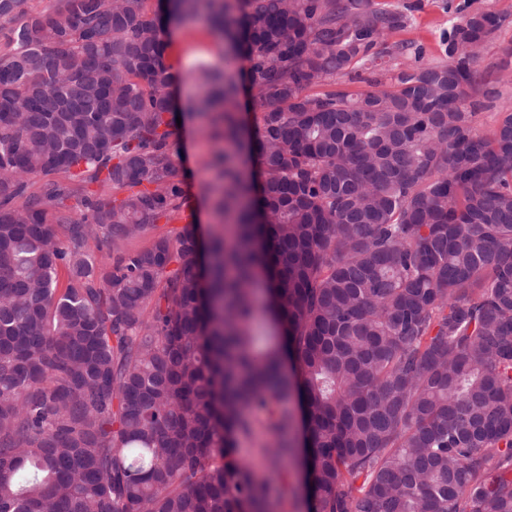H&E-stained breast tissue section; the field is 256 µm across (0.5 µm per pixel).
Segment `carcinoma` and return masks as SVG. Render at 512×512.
Wrapping results in <instances>:
<instances>
[{
  "label": "carcinoma",
  "mask_w": 512,
  "mask_h": 512,
  "mask_svg": "<svg viewBox=\"0 0 512 512\" xmlns=\"http://www.w3.org/2000/svg\"><path fill=\"white\" fill-rule=\"evenodd\" d=\"M145 2L0 0V512H277L293 398L308 512H512V103L486 133L467 107L504 17L430 63L384 43L409 5L172 0L260 108L244 133L194 68L224 123L203 261L191 225L128 248L182 198ZM369 73L360 72V76L350 77L346 76L343 78H336V80H328L315 85L310 86L307 89V93L310 95H321L330 91H347L350 93H357L362 90L368 89L367 83L361 80V78H369Z\"/></svg>",
  "instance_id": "carcinoma-1"
}]
</instances>
